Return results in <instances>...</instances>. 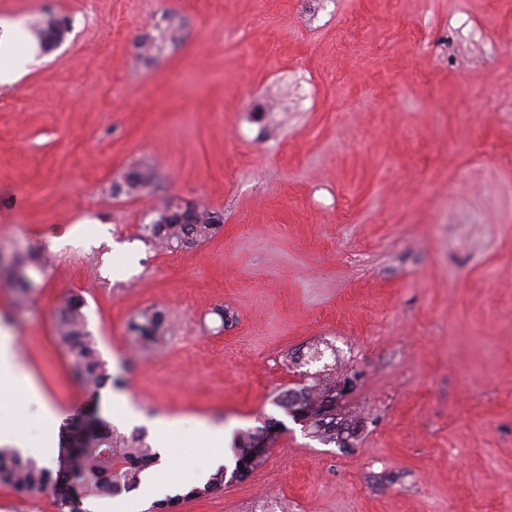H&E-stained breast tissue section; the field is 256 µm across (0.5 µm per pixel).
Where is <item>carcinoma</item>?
<instances>
[{"label": "carcinoma", "mask_w": 512, "mask_h": 512, "mask_svg": "<svg viewBox=\"0 0 512 512\" xmlns=\"http://www.w3.org/2000/svg\"><path fill=\"white\" fill-rule=\"evenodd\" d=\"M69 29L56 28L51 18L43 19L38 28L40 41L55 38L63 42ZM151 184V177L141 167L133 166L124 174L114 191L126 194L139 193ZM155 218L144 225L150 238L173 249V245L187 247L212 237L216 230L215 212L191 207L190 223L182 221L183 207L175 200H167L154 211ZM43 271L44 265L35 254L14 255L0 265V275L8 279L18 300L27 301L35 289L28 270ZM85 299L79 294L66 297L57 310L55 327L60 342L68 348L73 359V374L77 381L97 389L112 380L107 364L97 348V342L88 329L84 313ZM165 318L159 312L145 311L140 320L129 325L131 333L141 342L156 339L163 329ZM331 403L330 393L320 391L310 396L289 401L294 417L309 424L311 433L323 443H338L340 430L336 418L325 419ZM280 422L265 421L264 425L242 436L236 448V464L232 473L222 468L213 474L201 488H194L188 496L196 497L224 489V479L240 477V466L251 470L266 456L276 437L273 428ZM158 462V453L146 441V435L133 432L129 435L112 427L97 413L81 417L64 437V445L55 467L40 466L19 453L0 448V487H7L22 496L50 493L60 508L77 496L83 500L111 497L130 492L139 487L143 472Z\"/></svg>", "instance_id": "obj_1"}]
</instances>
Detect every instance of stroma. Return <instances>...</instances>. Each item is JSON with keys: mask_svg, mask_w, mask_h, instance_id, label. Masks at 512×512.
Wrapping results in <instances>:
<instances>
[{"mask_svg": "<svg viewBox=\"0 0 512 512\" xmlns=\"http://www.w3.org/2000/svg\"><path fill=\"white\" fill-rule=\"evenodd\" d=\"M69 31L0 86V254L45 250L0 329L63 421L94 408L284 429L264 462L174 512H512V0H0ZM134 165L151 186L111 195ZM223 216L157 258L161 199ZM136 414L72 377L61 298ZM146 309L166 333L142 346ZM322 362L303 364L310 349ZM330 385L345 446L290 396ZM139 318L140 321H133L129 325L131 333L144 343L155 340L163 329L164 316L159 312L145 311Z\"/></svg>", "mask_w": 512, "mask_h": 512, "instance_id": "stroma-1", "label": "stroma"}]
</instances>
